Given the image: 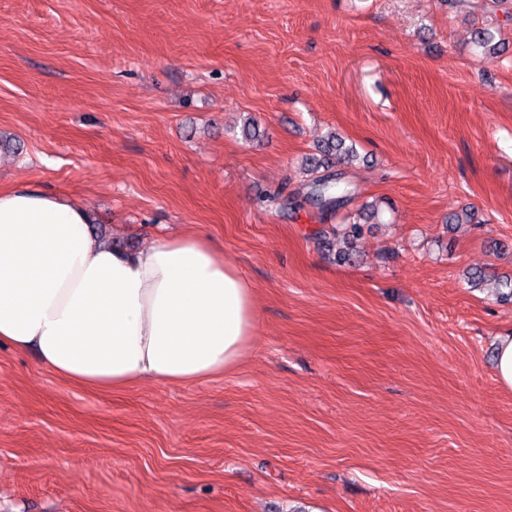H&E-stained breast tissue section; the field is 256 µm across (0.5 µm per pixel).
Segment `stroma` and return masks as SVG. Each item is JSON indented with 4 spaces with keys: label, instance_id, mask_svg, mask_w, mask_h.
I'll return each instance as SVG.
<instances>
[{
    "label": "stroma",
    "instance_id": "1",
    "mask_svg": "<svg viewBox=\"0 0 512 512\" xmlns=\"http://www.w3.org/2000/svg\"><path fill=\"white\" fill-rule=\"evenodd\" d=\"M482 3L0 0V189L129 252L205 229L261 311L192 385L80 388L1 345L0 512H512V301L465 280H512V28L472 46ZM331 129L361 156L339 212L298 171ZM497 338V375L503 386L512 389V334L498 336Z\"/></svg>",
    "mask_w": 512,
    "mask_h": 512
}]
</instances>
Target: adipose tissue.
<instances>
[{"label": "adipose tissue", "instance_id": "ef3b65f1", "mask_svg": "<svg viewBox=\"0 0 512 512\" xmlns=\"http://www.w3.org/2000/svg\"><path fill=\"white\" fill-rule=\"evenodd\" d=\"M89 222L61 196L0 191V345L89 388L195 384L247 355L256 287L206 231L122 254Z\"/></svg>", "mask_w": 512, "mask_h": 512}]
</instances>
